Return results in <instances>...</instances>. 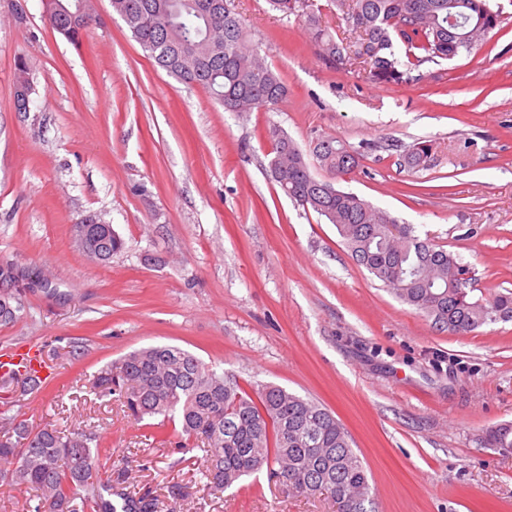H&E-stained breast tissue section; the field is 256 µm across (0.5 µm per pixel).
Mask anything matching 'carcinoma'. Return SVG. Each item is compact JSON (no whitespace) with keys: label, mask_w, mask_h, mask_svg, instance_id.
Listing matches in <instances>:
<instances>
[{"label":"carcinoma","mask_w":512,"mask_h":512,"mask_svg":"<svg viewBox=\"0 0 512 512\" xmlns=\"http://www.w3.org/2000/svg\"><path fill=\"white\" fill-rule=\"evenodd\" d=\"M112 0V9L155 65L187 85H198L226 112L272 110L288 87L253 45L231 0ZM313 0H269L286 16L306 17L314 40L333 61H360L373 77L400 81L404 72L394 50L405 48L407 64L470 55L501 23L503 7L494 0H331L343 19L361 34L345 42L322 28L310 11ZM85 0H48L47 18L57 33L79 44L91 19ZM32 92L28 68H17L14 97ZM269 170L280 191L295 204L333 224L352 259L382 281L401 302L415 307L439 331L466 335L489 323L512 321V292L474 298L469 269L447 250L414 235L389 212L336 187L359 166L361 152L341 140L322 137L310 153L328 173L315 177L297 143L277 126L269 129ZM429 141L399 156L409 171L428 166ZM398 231H393V228ZM117 232L101 241L100 263L121 251ZM0 268V322L23 316L26 289L4 278ZM89 389L113 396L138 421H178L181 448L202 444L205 486L220 491L246 476L266 472L268 480L300 494H329L338 512H368L371 486L352 439L319 403L266 384L249 393L229 373L206 365L170 345L135 350L86 378ZM492 446L512 448V425L490 431ZM101 442L80 427L58 430L20 426L0 442V476L36 492L28 512H154L147 497L112 503V474L100 469Z\"/></svg>","instance_id":"carcinoma-1"}]
</instances>
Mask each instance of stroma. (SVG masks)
Instances as JSON below:
<instances>
[{
  "label": "stroma",
  "instance_id": "stroma-1",
  "mask_svg": "<svg viewBox=\"0 0 512 512\" xmlns=\"http://www.w3.org/2000/svg\"><path fill=\"white\" fill-rule=\"evenodd\" d=\"M472 55L408 79L326 59L303 18L234 0L288 87L276 109L224 111L157 68L97 0L79 44L44 0H0V262L45 270L52 293L0 323V349L41 351L51 382L0 391V412L100 435L124 496L156 512H336L266 476L205 488L200 451L173 424L127 416L86 375L140 348L185 349L243 386L272 383L330 409L349 431L375 512H512V321L436 330L352 259L334 225L285 197L268 168L270 126L301 150L319 137L368 146L342 188L414 225L489 295L512 291V0ZM27 62L30 109L14 107ZM434 145L430 168L396 160ZM97 214L125 240L108 263L73 228Z\"/></svg>",
  "mask_w": 512,
  "mask_h": 512
}]
</instances>
